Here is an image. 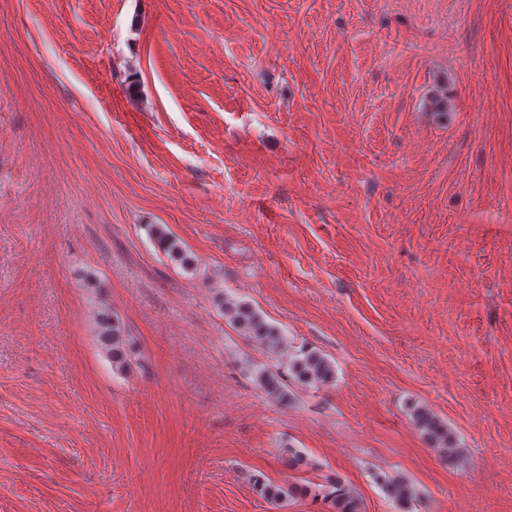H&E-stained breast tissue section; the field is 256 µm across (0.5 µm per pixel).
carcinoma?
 Wrapping results in <instances>:
<instances>
[{"instance_id": "1", "label": "carcinoma", "mask_w": 512, "mask_h": 512, "mask_svg": "<svg viewBox=\"0 0 512 512\" xmlns=\"http://www.w3.org/2000/svg\"><path fill=\"white\" fill-rule=\"evenodd\" d=\"M150 233L158 248L173 262L188 268L192 259L181 242L172 236L162 224L150 227ZM216 302L224 317L239 332L259 341L272 354H281L288 349V338L283 331L266 321L264 316L251 304L229 298L223 294L216 296ZM95 322L98 341L105 356L112 363V368L123 373L131 361V351L124 325L112 310L104 305L96 308ZM332 362L322 353L301 348L288 355L283 370L260 368L254 371L256 384L270 396L281 400L288 396L284 377H289L303 385L325 384L333 377ZM414 425L429 442L431 447L440 453H448L455 447L448 426L423 407L412 409ZM377 481L396 500L406 503L411 499V491L405 480L389 476L377 475ZM262 497L276 502L284 497L302 494L306 488L296 486L285 489L272 483L258 484ZM324 498L333 512H360V503L350 488L340 480L332 482L324 491Z\"/></svg>"}]
</instances>
